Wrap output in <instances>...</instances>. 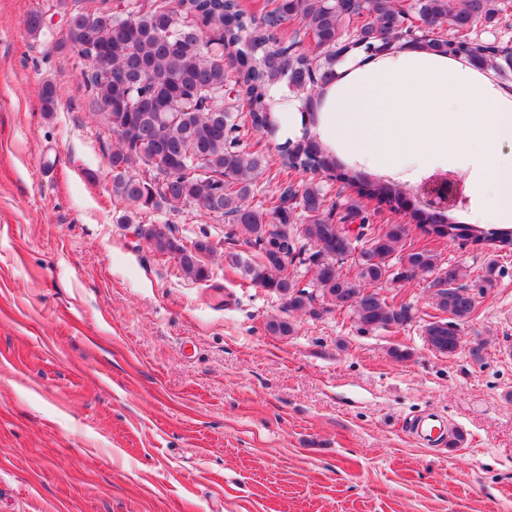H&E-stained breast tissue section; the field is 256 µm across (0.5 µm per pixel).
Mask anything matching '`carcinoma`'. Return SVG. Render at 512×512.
<instances>
[{
    "label": "carcinoma",
    "mask_w": 512,
    "mask_h": 512,
    "mask_svg": "<svg viewBox=\"0 0 512 512\" xmlns=\"http://www.w3.org/2000/svg\"><path fill=\"white\" fill-rule=\"evenodd\" d=\"M493 12L494 0H410L407 7L400 0H270L258 16L240 0H134L126 12L70 15L65 46L78 54L94 49L86 82L98 105H112L100 116L112 124L116 139L108 155L116 169V198L140 211L193 204L209 217L227 220L256 253L249 259L229 252L225 262L282 300L290 315L318 317L332 307L349 312L363 330L400 327L413 319L412 306L380 292V284L394 277V260L407 273H434L429 284L434 313L424 336L433 351L450 355L461 345L458 326L475 310L470 271L442 266L431 250L405 248V224L373 232L358 206L328 199L315 182L300 189L284 184L278 196L255 199L253 188L268 172L270 159L247 149L243 138L248 123L258 133L275 129L274 88L296 87L310 103L327 95L329 64L323 55L346 47L345 25L356 23L352 42L362 50L384 38L401 50L414 30L427 36L420 52L444 57L448 40L435 31L447 26L464 33ZM415 18L423 28H414ZM40 101L42 111L55 110L54 84L42 85ZM316 125L317 116L308 114L301 136L279 147L285 174L314 173L320 166L307 148L317 138ZM336 168L324 173L355 186L362 197L393 207L405 193L398 183ZM298 209L305 214L300 237L332 255L316 262L306 285L288 270L290 263L307 261L305 246L295 237ZM357 218L360 247L341 239L339 228ZM412 219L432 226L438 237L470 236L478 244L512 248V230L486 233L425 208L414 210ZM140 231L157 252L176 259L184 278H209L208 268L174 235L172 225L142 224ZM347 258L353 270L342 272L338 265ZM266 329L289 336L294 324L274 318Z\"/></svg>",
    "instance_id": "obj_1"
}]
</instances>
